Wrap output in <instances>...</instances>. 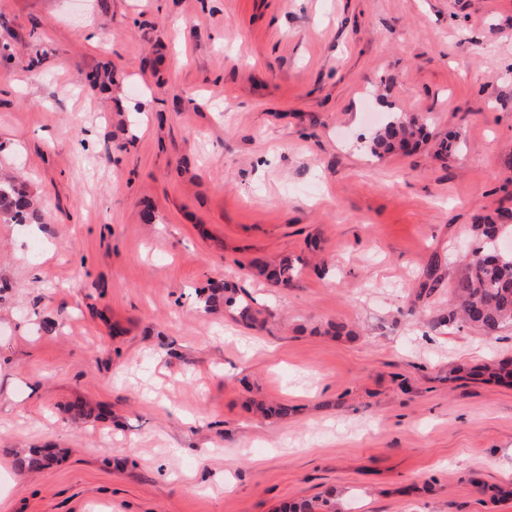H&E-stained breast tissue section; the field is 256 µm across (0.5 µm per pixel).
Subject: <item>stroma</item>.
Here are the masks:
<instances>
[{
	"label": "stroma",
	"mask_w": 512,
	"mask_h": 512,
	"mask_svg": "<svg viewBox=\"0 0 512 512\" xmlns=\"http://www.w3.org/2000/svg\"><path fill=\"white\" fill-rule=\"evenodd\" d=\"M393 112L429 137L373 157ZM0 173L41 217L0 223V512H512V385L472 374L512 326L439 323L512 227V0H0ZM259 276L264 277L268 288L286 287L298 274L291 264L272 265L268 262H258L253 265ZM198 298L203 308L211 309L219 303L224 304V311L247 327L263 326L265 319L259 317L266 313L269 317L272 314L266 309L255 306L257 303L250 296H239L234 288L222 281L209 280L207 285L198 290ZM332 494L318 500L293 501L283 505L281 512H341Z\"/></svg>",
	"instance_id": "1"
}]
</instances>
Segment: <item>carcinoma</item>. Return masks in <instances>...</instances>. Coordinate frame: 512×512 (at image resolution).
I'll return each instance as SVG.
<instances>
[{"instance_id":"1","label":"carcinoma","mask_w":512,"mask_h":512,"mask_svg":"<svg viewBox=\"0 0 512 512\" xmlns=\"http://www.w3.org/2000/svg\"><path fill=\"white\" fill-rule=\"evenodd\" d=\"M425 120L415 114H391L367 140V151L379 157L384 153H409L424 135ZM38 213L25 189L15 181L0 178V221L7 224H29ZM264 277L267 287H286L298 274L292 265L278 266L268 262L253 265ZM454 303L448 320L460 319L480 329L485 335H495L503 326L512 324V255L475 251L465 263V271L453 285ZM199 302L211 309L224 304V310L247 327L265 324L260 319L266 310L256 306L250 296L242 297L222 281L210 280L198 290ZM256 411L265 416L285 418L291 408L285 403L268 405L254 403ZM49 458L40 450L17 459V465L39 469L48 465ZM281 512H341L340 504L328 495L318 500L293 501L283 505Z\"/></svg>"}]
</instances>
